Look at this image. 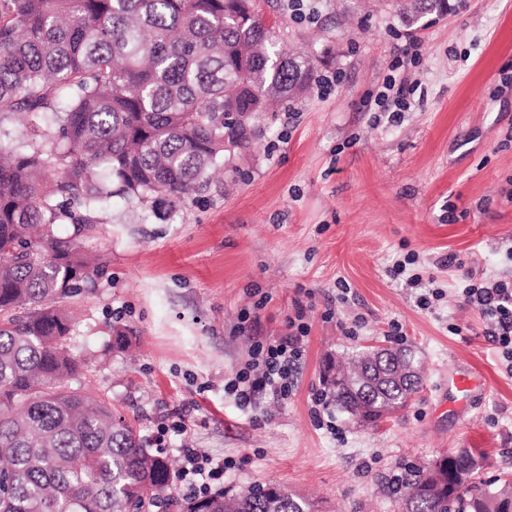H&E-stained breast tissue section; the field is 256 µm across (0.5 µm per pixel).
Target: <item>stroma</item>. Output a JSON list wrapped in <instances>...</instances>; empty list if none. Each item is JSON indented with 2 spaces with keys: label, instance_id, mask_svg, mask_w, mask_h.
<instances>
[{
  "label": "stroma",
  "instance_id": "stroma-1",
  "mask_svg": "<svg viewBox=\"0 0 512 512\" xmlns=\"http://www.w3.org/2000/svg\"><path fill=\"white\" fill-rule=\"evenodd\" d=\"M452 2L410 35L389 0H311L310 19L278 0L289 45L339 81L264 113L255 150L229 159L235 173L171 219L144 222L115 202L78 240L106 262L64 302L88 389L171 461L185 443L232 459L226 493L272 481L315 512H399L382 482L401 463L461 448L492 461L483 479L512 480V376L457 295L468 270L512 277V0ZM392 76L409 103L397 122L374 103ZM409 253L447 291L435 313L388 274ZM448 256L454 265L437 266ZM299 304L310 333L291 396L260 394L239 410L226 380L253 338L282 335ZM394 321L423 363L420 391L375 426L328 405L336 428H318L311 408L326 361L390 346ZM117 328L129 349L117 347ZM457 365L487 382L462 413L448 390ZM181 419L187 431L158 444L159 429Z\"/></svg>",
  "mask_w": 512,
  "mask_h": 512
}]
</instances>
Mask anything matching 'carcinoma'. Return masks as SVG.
<instances>
[{
	"mask_svg": "<svg viewBox=\"0 0 512 512\" xmlns=\"http://www.w3.org/2000/svg\"><path fill=\"white\" fill-rule=\"evenodd\" d=\"M413 28L448 0H400ZM284 28L257 0H0V512H123L168 504L172 468L111 405L84 388L60 307L102 266L77 245L120 199L143 220L195 199L232 146L250 148L254 114L310 88L315 62L283 51ZM20 117L17 136L8 126ZM69 224L73 232L55 230ZM359 379H326L336 409L375 426L422 385L412 349L367 350ZM470 448L407 467L388 491L401 512H512V482L476 480ZM464 474L438 489L431 467ZM184 512H312L266 482Z\"/></svg>",
	"mask_w": 512,
	"mask_h": 512,
	"instance_id": "carcinoma-1",
	"label": "carcinoma"
}]
</instances>
